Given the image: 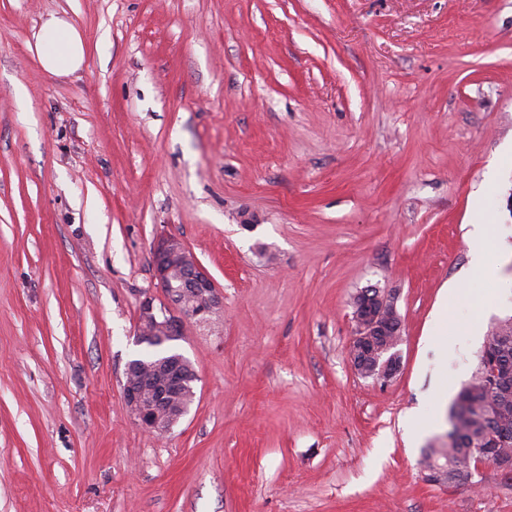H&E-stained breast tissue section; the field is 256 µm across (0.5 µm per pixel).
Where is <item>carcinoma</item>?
Masks as SVG:
<instances>
[{"label": "carcinoma", "mask_w": 512, "mask_h": 512, "mask_svg": "<svg viewBox=\"0 0 512 512\" xmlns=\"http://www.w3.org/2000/svg\"><path fill=\"white\" fill-rule=\"evenodd\" d=\"M470 418L463 419L446 448H430L426 460L448 463L443 483L460 485L462 472L474 470L499 456L512 457V317L487 332L472 379L457 395Z\"/></svg>", "instance_id": "cac0c4a2"}]
</instances>
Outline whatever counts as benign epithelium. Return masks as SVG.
I'll use <instances>...</instances> for the list:
<instances>
[{
    "label": "benign epithelium",
    "mask_w": 512,
    "mask_h": 512,
    "mask_svg": "<svg viewBox=\"0 0 512 512\" xmlns=\"http://www.w3.org/2000/svg\"><path fill=\"white\" fill-rule=\"evenodd\" d=\"M152 266L157 285L167 295L170 306L156 307L155 298L144 295L139 303L137 343L149 346L159 359L138 358L125 370L123 394L134 421L143 429L163 433L177 424L189 411L185 392L190 377L197 372L186 357L172 351L169 342L182 335L184 320L205 322L217 315L223 298L208 271L195 255L175 236L156 240L152 248ZM354 341L360 358L352 361L355 370L387 382L400 368L398 354L381 363L375 338L402 336L400 317L393 298L386 292L359 291L352 300Z\"/></svg>",
    "instance_id": "obj_1"
}]
</instances>
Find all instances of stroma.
Segmentation results:
<instances>
[{"label":"stroma","mask_w":512,"mask_h":512,"mask_svg":"<svg viewBox=\"0 0 512 512\" xmlns=\"http://www.w3.org/2000/svg\"><path fill=\"white\" fill-rule=\"evenodd\" d=\"M511 194L512 0H0V512H512L493 467L420 468L512 315ZM477 220L499 278L438 317ZM167 235L224 311L173 341L195 398L156 434L123 381ZM368 286L385 384L349 358ZM36 49L42 69L54 76L69 75L85 61L81 32L64 17L51 15L36 33ZM353 308V321L355 322V336L354 341L357 343L358 351L360 354L359 360L351 359L355 370L365 376L373 377L377 380L387 382L396 376L400 368V359L398 352L383 362L379 363L377 353L374 345L376 337L387 338L393 341L389 344L388 348H396L402 336V321L396 312V307L393 298L386 292L370 289H363L359 291L352 300ZM394 330L395 336L391 335L392 324H397Z\"/></svg>","instance_id":"35a3bbf8"}]
</instances>
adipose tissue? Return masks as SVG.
<instances>
[{
	"mask_svg": "<svg viewBox=\"0 0 512 512\" xmlns=\"http://www.w3.org/2000/svg\"><path fill=\"white\" fill-rule=\"evenodd\" d=\"M36 49L42 69L54 76L69 75L85 61V45L78 28L56 15L43 21L36 34Z\"/></svg>",
	"mask_w": 512,
	"mask_h": 512,
	"instance_id": "ef3b65f1",
	"label": "adipose tissue"
}]
</instances>
